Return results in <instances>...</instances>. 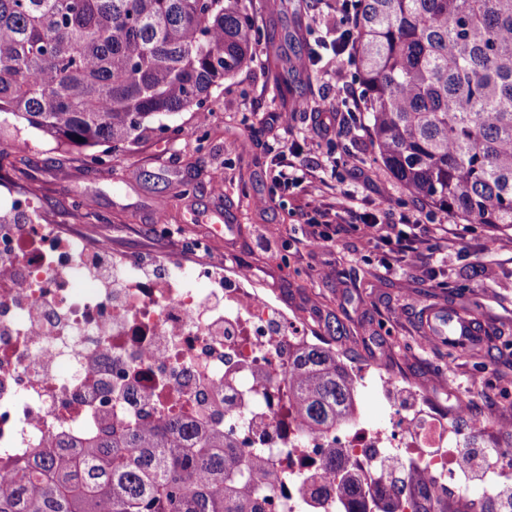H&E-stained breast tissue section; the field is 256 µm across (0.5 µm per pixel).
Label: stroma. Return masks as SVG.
<instances>
[{
	"mask_svg": "<svg viewBox=\"0 0 512 512\" xmlns=\"http://www.w3.org/2000/svg\"><path fill=\"white\" fill-rule=\"evenodd\" d=\"M251 15L255 62L215 88L200 111L152 122L125 144L90 154L61 152L31 129L0 128L1 144L18 134L31 144L15 155L0 190L32 192L43 223L78 225L86 240L109 239L114 253L149 263L172 257L192 267L196 235L222 220L235 225L236 250L256 261L258 279L276 283L296 308L316 311L317 334L330 347L358 359L375 351L399 356L410 395L451 383L473 417L512 421V230L457 220L403 192L374 162L370 133L318 132L319 123H335L346 108L335 77L316 71L301 82L308 104L295 113L292 134L266 124L265 113L290 110L275 97L274 71L278 57L294 61L312 47L310 7L308 0H254ZM290 141L310 171L301 185L283 188L273 179L268 148ZM348 151L357 165L321 170L325 156ZM96 155L109 158V167L93 163ZM344 189L392 216L430 213L420 232L447 253V266L436 274L424 263L386 273L388 247L368 243L348 215L308 212L310 199L332 203ZM84 198L91 210H73V201ZM162 211L183 227L181 239L159 235ZM329 223L346 227L336 247L311 251L310 230ZM455 287L462 292L457 305L481 306V340L472 355L452 360L445 343L422 345L421 326L424 310L447 306L446 291Z\"/></svg>",
	"mask_w": 512,
	"mask_h": 512,
	"instance_id": "stroma-1",
	"label": "stroma"
}]
</instances>
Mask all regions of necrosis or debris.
Instances as JSON below:
<instances>
[{
  "instance_id": "necrosis-or-debris-1",
  "label": "necrosis or debris",
  "mask_w": 512,
  "mask_h": 512,
  "mask_svg": "<svg viewBox=\"0 0 512 512\" xmlns=\"http://www.w3.org/2000/svg\"><path fill=\"white\" fill-rule=\"evenodd\" d=\"M0 200V458L29 456L47 440L124 430L177 413L233 435L244 451L263 449L278 480L267 512H345L346 502L313 499L320 450L342 448L362 484L367 512H414V495L396 480L431 479L436 505L468 481L462 458L483 435L492 484H512V448L495 443L489 421L459 425L443 400L418 412L390 405L386 423L359 409L325 435L303 436L287 410L288 353L314 329L307 312L272 299L251 268L227 255L171 278L141 270L135 257L111 256L100 240L64 238L53 224H11ZM110 255V274L93 267ZM210 283L200 290V279ZM353 401L383 400L398 375L351 360Z\"/></svg>"
}]
</instances>
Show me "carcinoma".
Masks as SVG:
<instances>
[{"label": "carcinoma", "instance_id": "obj_1", "mask_svg": "<svg viewBox=\"0 0 512 512\" xmlns=\"http://www.w3.org/2000/svg\"><path fill=\"white\" fill-rule=\"evenodd\" d=\"M253 0H0V115L59 148L118 147L202 106L253 57ZM376 160L416 198L512 229V0H359L355 32ZM275 76L292 109L306 106ZM82 141H77V138ZM352 384L336 351L289 354L306 433L342 422ZM353 505L362 486L323 451ZM273 474L217 428L178 415L0 464V512H265Z\"/></svg>", "mask_w": 512, "mask_h": 512}]
</instances>
